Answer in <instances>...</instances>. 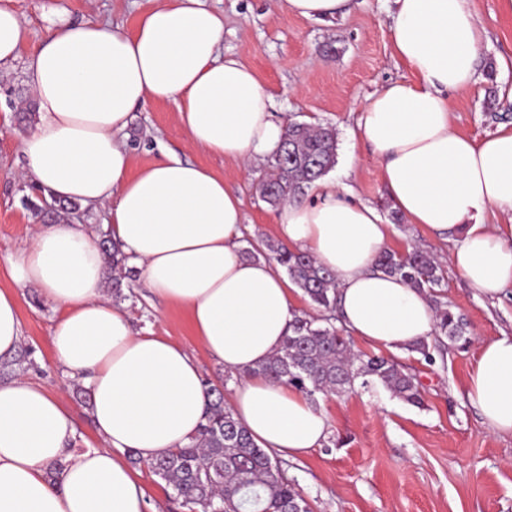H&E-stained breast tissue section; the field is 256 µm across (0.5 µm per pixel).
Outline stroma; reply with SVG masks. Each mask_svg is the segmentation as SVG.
Returning <instances> with one entry per match:
<instances>
[{
  "label": "stroma",
  "instance_id": "obj_1",
  "mask_svg": "<svg viewBox=\"0 0 512 512\" xmlns=\"http://www.w3.org/2000/svg\"><path fill=\"white\" fill-rule=\"evenodd\" d=\"M155 0H13L28 40L19 57L0 69V250L18 248L29 227L51 223L43 210L46 193L23 179L21 143L35 129L37 111L19 116L22 100L31 98L28 61L46 31L64 16L90 19L132 30ZM224 14L221 53L251 66L274 99L276 121L331 125L337 134L333 178L352 189L356 201L375 206L392 227L390 250L403 253L412 245L433 246L421 225L393 219V206L381 170L370 149L355 137L357 110L385 85L410 78L395 55L389 25L394 0H353L346 16L330 22L289 15L274 0H205ZM487 31L477 61L479 78L466 89L449 93L454 129L480 139L512 122V12L503 0H469ZM134 168L162 153L202 165L222 175L238 193L245 214L243 237L255 243H279L278 207L264 201L260 178L268 161L243 168L234 161L194 146L180 126L173 104L155 102L136 109L122 135ZM438 301L451 306L469 323L472 344L445 343L432 360L398 351L396 357L416 374L424 404L415 407L382 386L340 396L317 395L330 423L321 447L297 460L283 461L311 512H512V437L494 434L470 403L466 388L474 368L477 341L512 336V288L489 298L471 288L452 267ZM132 295L123 306L134 330L188 348L203 374L224 379V365L194 336L186 309L151 300L139 274L126 273ZM23 341L35 350L36 367L27 377L45 384L73 413L77 445H97L86 408L56 366L50 332L57 313L30 288L19 291Z\"/></svg>",
  "mask_w": 512,
  "mask_h": 512
}]
</instances>
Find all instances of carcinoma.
<instances>
[{
  "instance_id": "1",
  "label": "carcinoma",
  "mask_w": 512,
  "mask_h": 512,
  "mask_svg": "<svg viewBox=\"0 0 512 512\" xmlns=\"http://www.w3.org/2000/svg\"><path fill=\"white\" fill-rule=\"evenodd\" d=\"M336 131L331 126L290 122L261 181L264 199L277 205L296 199L336 164ZM100 245L107 262V283L112 298H124L121 271L127 256L105 232ZM268 260L280 266L309 303L323 309L336 307L334 273L316 264L312 255L270 244ZM376 266L403 278L410 287L431 292L442 286L444 271L426 249L414 247L404 254L390 250L376 257ZM438 342L448 339L468 344L467 321L450 308L435 307ZM32 348L22 346L9 359L0 358V374L34 364ZM258 373L312 396L338 395L360 385L379 384L393 397L423 406L420 383L409 368L393 357L354 353L351 337L328 319L295 314L282 347ZM205 423L198 435L150 463L151 472L172 489L190 512H309L308 503L285 475L279 462L257 447L246 428L224 402L220 388L206 380Z\"/></svg>"
}]
</instances>
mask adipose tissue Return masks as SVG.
<instances>
[{"mask_svg":"<svg viewBox=\"0 0 512 512\" xmlns=\"http://www.w3.org/2000/svg\"><path fill=\"white\" fill-rule=\"evenodd\" d=\"M389 26L412 80L361 105L357 134L371 149L397 211L435 239L454 242L450 264L495 298L512 288V127L482 139L453 128L448 94L477 80L483 29L468 0H394ZM27 31L0 0V67ZM224 15L203 0H159L133 31L59 19L33 53L29 83L41 122L24 140L25 177L52 197L108 211L112 238L152 294L188 309L195 335L238 376L231 407L257 446L284 458L321 447L328 417L306 394L257 374L294 318L289 281L265 259L242 254L244 212L223 177L175 155L132 170L120 139L135 108L173 103L190 141L243 165L273 155L285 133L255 71L221 57ZM312 201L279 212L286 246L332 270L347 330L398 351L428 338L426 293L374 266L392 229L336 181H316ZM13 282L0 289V356L23 340L17 288L37 289L58 310L55 363L91 396L98 446L77 448V425L45 385L0 384V512H149L145 488L124 459L148 463L187 444L204 421L200 365L186 348L134 332L106 295L98 238L64 218L37 226L25 247L0 251ZM467 397L483 422L512 435V337L480 343Z\"/></svg>","mask_w":512,"mask_h":512,"instance_id":"adipose-tissue-1","label":"adipose tissue"}]
</instances>
